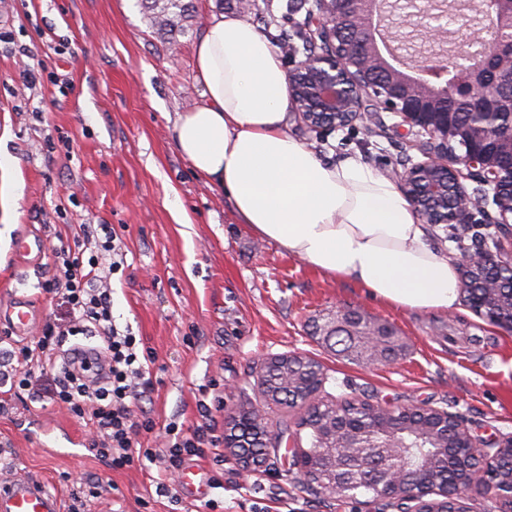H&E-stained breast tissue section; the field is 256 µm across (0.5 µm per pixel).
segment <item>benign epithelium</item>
I'll return each mask as SVG.
<instances>
[{
    "instance_id": "7a95c632",
    "label": "benign epithelium",
    "mask_w": 512,
    "mask_h": 512,
    "mask_svg": "<svg viewBox=\"0 0 512 512\" xmlns=\"http://www.w3.org/2000/svg\"><path fill=\"white\" fill-rule=\"evenodd\" d=\"M388 0H312L307 8L313 24L309 35L324 45L321 53L305 55L288 71L290 99L296 112L312 130L339 129L355 122L373 123L381 112L398 118L394 128L422 142L427 160L408 158L395 172L404 196L427 224H456L468 232L473 209L492 199L498 218L492 246L481 244L466 254L461 263L460 288L466 302L480 318L512 332V299L504 289L512 281V134L491 137L476 125L457 127L454 113L442 107L449 98L464 97L477 118L491 120L503 114L512 118V0H480L479 30L466 20L468 31L453 42L450 50L438 53L405 52L394 66L382 55L377 36L390 33ZM406 15L414 31L441 45L447 43V5ZM476 187L468 189L463 180ZM323 383L309 389L302 404V427L320 412L327 401L321 398ZM377 421L378 441H365L363 423L351 418L333 427L332 434L344 448H398L391 427L405 417L423 431L445 439L448 457L461 448L474 449L475 463L461 474L451 466L448 480L457 491L450 495L446 485L429 471L414 475L403 467L377 475L380 500L412 504L408 512H473L474 494L493 487V476L502 456L512 454V433L501 434L484 448L477 447L463 421L434 407L368 404ZM253 409L227 416L224 447H237L239 431ZM303 484L315 487L317 462L298 457Z\"/></svg>"
}]
</instances>
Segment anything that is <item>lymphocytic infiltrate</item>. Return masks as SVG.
I'll return each mask as SVG.
<instances>
[{"mask_svg":"<svg viewBox=\"0 0 512 512\" xmlns=\"http://www.w3.org/2000/svg\"><path fill=\"white\" fill-rule=\"evenodd\" d=\"M122 247L113 233H106L99 253L87 256L68 245L53 246L49 253L52 277L45 292L62 295L68 306L69 321L59 324L46 320L37 340L18 347L17 364L12 368V388L28 390L39 377L51 376L53 401L66 406L88 427L92 448L113 470H122L153 460L156 452L139 447L140 431L154 427L151 419L135 421L132 405L137 396L154 387V358L139 354L138 341L131 330L119 329L112 317L108 281L119 271ZM95 332L103 342V356L94 360L102 381L94 382L69 372L57 362V352L66 337ZM220 439L211 427L199 426L177 436L166 450L165 477L157 484L159 492L171 493L173 473L185 457H201L218 448Z\"/></svg>","mask_w":512,"mask_h":512,"instance_id":"f902f5d3","label":"lymphocytic infiltrate"}]
</instances>
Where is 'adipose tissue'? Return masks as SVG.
I'll use <instances>...</instances> for the list:
<instances>
[{
	"label": "adipose tissue",
	"mask_w": 512,
	"mask_h": 512,
	"mask_svg": "<svg viewBox=\"0 0 512 512\" xmlns=\"http://www.w3.org/2000/svg\"><path fill=\"white\" fill-rule=\"evenodd\" d=\"M195 66L202 101L179 114L176 145L231 198L242 223L380 301L457 306L456 260L428 241L396 185L357 158L325 163L285 132L287 73L266 35L238 18L210 17Z\"/></svg>",
	"instance_id": "obj_1"
}]
</instances>
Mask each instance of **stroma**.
<instances>
[{"instance_id": "stroma-1", "label": "stroma", "mask_w": 512, "mask_h": 512, "mask_svg": "<svg viewBox=\"0 0 512 512\" xmlns=\"http://www.w3.org/2000/svg\"><path fill=\"white\" fill-rule=\"evenodd\" d=\"M198 14L176 43L161 37L141 0H0V306L33 300L39 319L64 317L46 293L45 262L15 258L22 231L46 245L67 225L108 224L121 236L124 263L111 278L112 315L155 358L156 382L134 405L152 418L142 447L164 454L165 428L211 424L223 434L230 412L263 409L275 439L264 462L244 475L229 449L196 458L211 480L203 499L158 496L159 463L112 470L93 454H72L49 440L89 430L41 392L23 391L0 415V469L39 481L63 506L87 497L88 512H378L373 503L322 500L297 479L295 454L308 447L300 410L265 404L256 392L263 359L299 352L324 367L325 400L428 405L459 416L473 435L512 433V333L476 316L409 311L374 299L351 280L325 275L241 223L233 202L195 174L180 154L174 123L201 100L195 47L216 0H195ZM381 124L323 134L287 112L286 132L335 163L355 157L385 176L407 145ZM490 224L464 234L429 225V241L455 258L474 251ZM355 307L392 324L407 344L389 365L353 363L313 321ZM99 495L88 498V484Z\"/></svg>"}]
</instances>
